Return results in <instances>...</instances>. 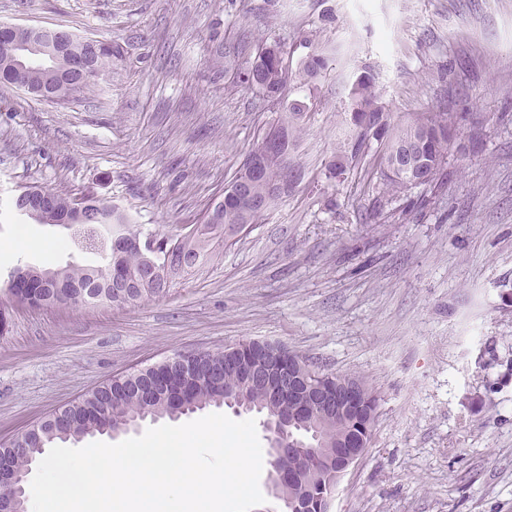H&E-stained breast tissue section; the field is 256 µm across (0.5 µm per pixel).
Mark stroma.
Returning <instances> with one entry per match:
<instances>
[{
    "label": "stroma",
    "mask_w": 512,
    "mask_h": 512,
    "mask_svg": "<svg viewBox=\"0 0 512 512\" xmlns=\"http://www.w3.org/2000/svg\"><path fill=\"white\" fill-rule=\"evenodd\" d=\"M0 23L111 41L112 70L65 104L0 84V439L113 375L242 340L279 342L379 399L369 448L330 512H512V0H0ZM312 83L301 178L232 245L132 306L13 305L14 268L91 264L62 228L10 212L30 184L110 198L143 232L200 223L276 118L240 81L261 42ZM399 123L462 113L442 180L383 198L376 174L327 176L362 72ZM305 48H311L305 56L302 57L300 63L299 74L306 81L317 79L323 72L327 71L330 67L331 58L330 52L319 47H312L311 40H303Z\"/></svg>",
    "instance_id": "1"
}]
</instances>
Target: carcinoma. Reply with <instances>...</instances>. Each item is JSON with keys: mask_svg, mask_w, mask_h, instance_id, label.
<instances>
[{"mask_svg": "<svg viewBox=\"0 0 512 512\" xmlns=\"http://www.w3.org/2000/svg\"><path fill=\"white\" fill-rule=\"evenodd\" d=\"M304 44L309 51L302 57L299 74L306 81L317 79L330 67V52L312 46L308 39ZM112 44L107 43L90 61V71L82 78L69 69V54H61L57 61L42 63L37 59L17 64L0 49V82L22 89L35 100L65 103L92 90L96 81L112 67ZM242 83L262 95L280 102L288 96V81L276 69L272 57L255 60L242 77ZM308 106L303 101L294 100L279 113L274 124L281 131L280 155L273 160L265 175L268 184L278 183L292 177L296 168L291 166L293 154L305 131V118ZM348 112H361L372 118L384 129L382 154L374 160L379 167V179L383 192L398 197L413 188L411 176L392 167V154L402 144L415 146V156L421 167L414 176L424 178L423 184H432L443 171L448 152L456 147V130L462 117L456 112H413L407 121L394 124L391 115L379 102L375 92L374 78L366 72L360 75L349 93ZM373 135L364 128L346 126L338 143L336 154L328 163L329 176L344 174L346 169L366 161ZM56 209L30 216L38 224H57L69 214L75 199L62 193H55ZM279 198L269 196L261 204H254L239 198L229 205L222 214L219 224H202L201 234L207 243L199 246L188 244L182 250L183 262L188 269L210 259L211 241L224 237V244L232 245L240 240L241 234L259 220L264 213L274 207ZM97 205L100 220L94 225L76 230L83 236V250L96 255L100 262L96 265H67L62 268H31L29 277L36 285L34 301L39 308L97 307L112 305L122 307L137 304L155 297L164 289L149 287L142 289L137 298L129 301L125 289L118 287L120 281L139 276L147 263V255L134 246L109 250L107 242L99 231V226L108 224L130 235L141 234L139 228L131 224L129 215L112 205L105 198H92ZM244 355L254 365L288 372L279 368L278 361L271 359L266 344L253 340H243ZM241 358L224 351L206 352L193 358L167 364L151 365L143 369L114 376L81 398L60 407L36 423V438L40 445L33 449L36 459L44 458L47 448L54 443H78L88 436L119 432L128 425L146 419L169 417L174 411L173 404L162 395L146 397L145 383H164L168 389H183L188 392L186 413L191 414L211 405L241 407L248 412H256L272 422L274 416L268 407L266 394L249 387L240 376ZM366 418L355 415L348 419H336L328 414L327 421L320 424L303 425L296 429L299 437L306 439L319 435V438L334 441L364 425ZM10 457L19 471L27 470L32 462L24 454L0 444V457ZM270 466L286 471L298 468L319 472L314 486V494L325 496L336 490L335 468L320 464L318 454L308 453L304 458L288 455L274 456Z\"/></svg>", "mask_w": 512, "mask_h": 512, "instance_id": "1", "label": "carcinoma"}]
</instances>
